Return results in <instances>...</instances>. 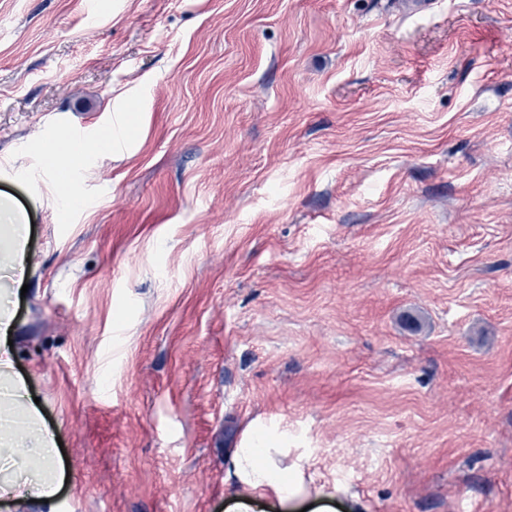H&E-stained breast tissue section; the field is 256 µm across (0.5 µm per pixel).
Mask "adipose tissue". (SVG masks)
Returning <instances> with one entry per match:
<instances>
[{
    "label": "adipose tissue",
    "mask_w": 512,
    "mask_h": 512,
    "mask_svg": "<svg viewBox=\"0 0 512 512\" xmlns=\"http://www.w3.org/2000/svg\"><path fill=\"white\" fill-rule=\"evenodd\" d=\"M27 227L18 214L0 209V258L14 278H23L29 257ZM9 288L0 289V405L21 411L22 420L0 416V501L17 507L31 500L54 499L61 483L55 462L52 433L40 423L39 414L27 397L25 382L13 371V352L8 345L13 328ZM283 449L272 439L243 442L228 459V491L240 512H248L256 496H272L279 512H287L297 499H330L345 495L343 487L332 489L307 482L301 467L283 465Z\"/></svg>",
    "instance_id": "ef3b65f1"
}]
</instances>
